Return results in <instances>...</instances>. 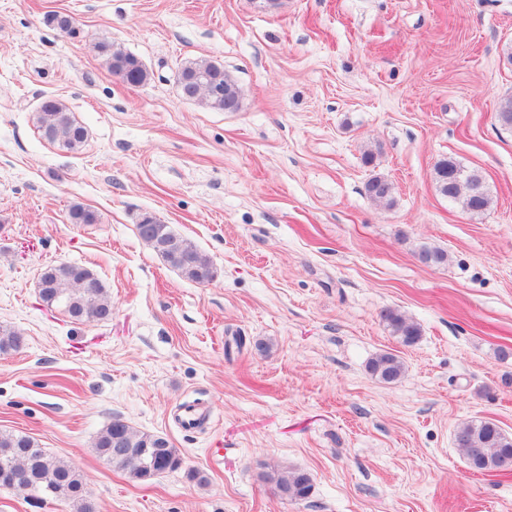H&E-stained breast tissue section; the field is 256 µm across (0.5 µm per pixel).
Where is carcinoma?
<instances>
[{
  "instance_id": "carcinoma-1",
  "label": "carcinoma",
  "mask_w": 512,
  "mask_h": 512,
  "mask_svg": "<svg viewBox=\"0 0 512 512\" xmlns=\"http://www.w3.org/2000/svg\"><path fill=\"white\" fill-rule=\"evenodd\" d=\"M97 49L105 57L111 72L125 74L136 86L147 81L148 72L144 64L133 54L114 50L105 42L98 43ZM216 82L222 86L219 94L212 91ZM178 83L186 96L205 100L213 108L233 112L239 107V89L220 63L207 60L190 62L181 67ZM497 119L501 126L512 128V96L499 101ZM37 121L44 139L69 150L79 149L86 140V128L76 122L66 106L54 97L42 99ZM434 180L442 196L462 200L463 207L471 213H481L490 207L491 198L483 177L474 170L464 171L451 158H442L435 164ZM365 190L372 201L388 206L393 204V185L384 178H371ZM69 218L73 224H94L97 221L95 213L81 205L70 209ZM139 236L187 279L199 282L212 273L209 259L169 225L158 224L153 233L141 231ZM39 296L48 306L62 308L75 321L88 322L96 316L104 321L112 315V303L103 281L88 269L85 280L80 282L74 278L70 264L65 262L42 271ZM380 319L403 345L412 346L420 340V325L395 310H382ZM22 342L19 332L0 327L1 355L18 351ZM368 371L379 381L390 384L404 376L405 366L396 355L387 352L371 359ZM455 443L467 463L477 464V472L481 474L502 475V464L507 459L512 460V437L505 435L491 419L462 425L455 433ZM95 448L113 467L138 481L155 471L154 460L158 453L166 458L165 472L176 471L184 464L183 456L166 437L137 432L119 418L113 419L98 434ZM15 470L28 472L33 492L72 501L77 504L78 512H92L84 496L82 479L68 462L48 454L27 435L0 433L1 486H8L6 475ZM266 479L275 482L287 499L303 500L313 491L311 474L300 468L268 474Z\"/></svg>"
}]
</instances>
